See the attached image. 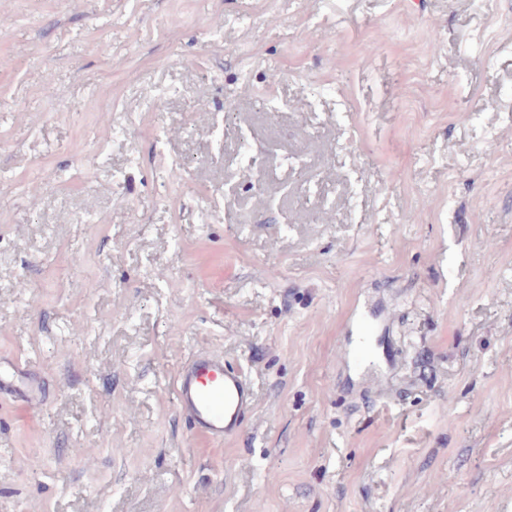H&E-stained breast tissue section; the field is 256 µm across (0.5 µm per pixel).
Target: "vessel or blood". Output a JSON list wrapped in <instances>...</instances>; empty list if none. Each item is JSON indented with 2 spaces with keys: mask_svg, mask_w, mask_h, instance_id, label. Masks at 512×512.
<instances>
[{
  "mask_svg": "<svg viewBox=\"0 0 512 512\" xmlns=\"http://www.w3.org/2000/svg\"><path fill=\"white\" fill-rule=\"evenodd\" d=\"M359 340L350 351L357 362L370 355V321L357 324ZM16 389L29 402H42L45 387L22 365L0 366V389ZM176 408L188 419L195 435L215 443L239 435L244 419L254 408V392L243 370L227 367L223 354L210 350L192 353L174 379Z\"/></svg>",
  "mask_w": 512,
  "mask_h": 512,
  "instance_id": "vessel-or-blood-1",
  "label": "vessel or blood"
}]
</instances>
